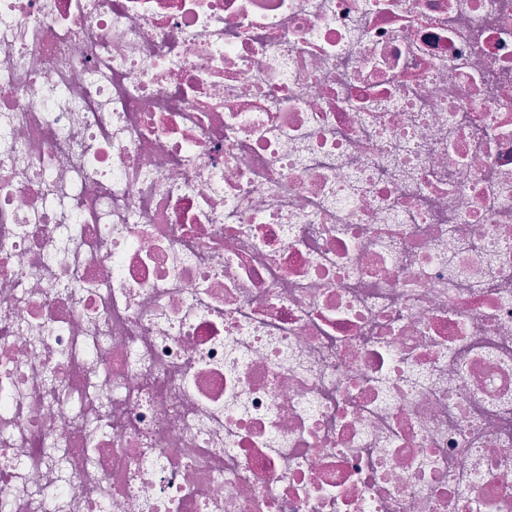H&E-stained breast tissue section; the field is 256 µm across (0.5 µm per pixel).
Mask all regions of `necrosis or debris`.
Returning <instances> with one entry per match:
<instances>
[{
  "instance_id": "obj_1",
  "label": "necrosis or debris",
  "mask_w": 512,
  "mask_h": 512,
  "mask_svg": "<svg viewBox=\"0 0 512 512\" xmlns=\"http://www.w3.org/2000/svg\"><path fill=\"white\" fill-rule=\"evenodd\" d=\"M0 512H512V0H0Z\"/></svg>"
}]
</instances>
